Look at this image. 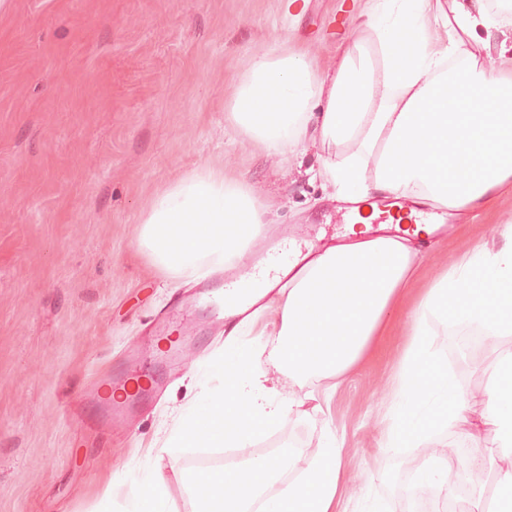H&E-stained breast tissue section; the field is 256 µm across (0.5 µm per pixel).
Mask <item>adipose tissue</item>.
Returning a JSON list of instances; mask_svg holds the SVG:
<instances>
[{
    "label": "adipose tissue",
    "mask_w": 512,
    "mask_h": 512,
    "mask_svg": "<svg viewBox=\"0 0 512 512\" xmlns=\"http://www.w3.org/2000/svg\"><path fill=\"white\" fill-rule=\"evenodd\" d=\"M363 16L359 37L376 41L380 69L349 50L326 68L298 49L256 55L234 87L232 125L274 154L295 155L316 140L349 143L319 168L346 202L376 192L417 207L484 208L512 186V52L482 56L488 38L512 33V0L496 8L490 0H366ZM269 210L246 180L204 166L153 195L140 243L169 274L206 275L241 261ZM418 239L353 226L323 251L260 272L246 298L225 292L233 328L212 364L223 383L183 415L168 454L225 448L238 456L185 476L192 512H340L342 439L326 436L305 468L300 439L269 455L253 446L287 419L323 414L403 304L410 312L379 421V470L388 485L414 466L435 495H448L446 460L421 461L417 451L477 436L453 366L475 345L512 338V224L424 289ZM482 367L494 381L486 421L498 428L506 465L470 512H512V351ZM287 382L305 394L285 392ZM127 500L128 512H173L167 484L155 478Z\"/></svg>",
    "instance_id": "obj_1"
}]
</instances>
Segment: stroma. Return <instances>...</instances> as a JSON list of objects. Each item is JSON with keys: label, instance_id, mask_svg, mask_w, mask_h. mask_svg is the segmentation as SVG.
<instances>
[{"label": "stroma", "instance_id": "1", "mask_svg": "<svg viewBox=\"0 0 512 512\" xmlns=\"http://www.w3.org/2000/svg\"><path fill=\"white\" fill-rule=\"evenodd\" d=\"M364 0H10L0 13V512H125V490L161 476L175 512H191L165 442L224 347L214 299L227 271H158L139 247L154 193L221 164L272 199L244 267L284 242L319 250L344 233L348 208L317 173L343 144L302 156L256 149L230 122V88L252 56L299 45L320 63L352 48ZM512 223V197L452 215L435 233L425 277ZM404 309L372 357L336 391L331 412L287 421L256 453L300 438L314 455L327 431L345 442L347 512L379 486L377 417L403 342ZM136 372L164 381L153 405L117 432L97 429L100 381ZM478 441L436 449L466 487L485 488L501 440L484 425L489 378L459 364ZM124 491L112 494L114 482Z\"/></svg>", "mask_w": 512, "mask_h": 512}]
</instances>
